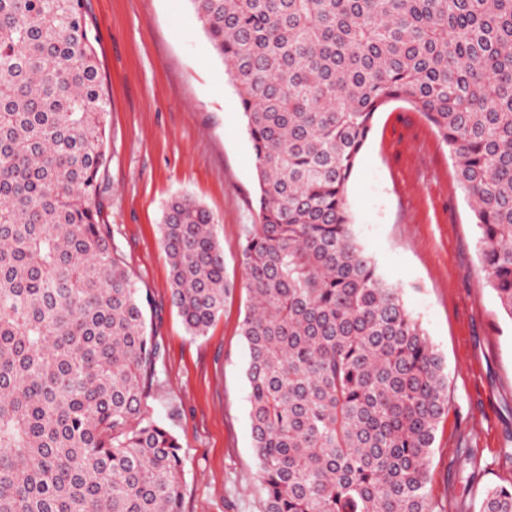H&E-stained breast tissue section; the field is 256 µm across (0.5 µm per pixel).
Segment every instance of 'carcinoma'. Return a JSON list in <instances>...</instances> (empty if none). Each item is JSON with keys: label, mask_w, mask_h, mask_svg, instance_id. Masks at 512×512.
Listing matches in <instances>:
<instances>
[{"label": "carcinoma", "mask_w": 512, "mask_h": 512, "mask_svg": "<svg viewBox=\"0 0 512 512\" xmlns=\"http://www.w3.org/2000/svg\"><path fill=\"white\" fill-rule=\"evenodd\" d=\"M252 142L258 223L225 275L193 198L160 225L206 334L238 288L264 512H434L444 360L355 239L345 189L382 106L423 113L472 202L512 318V0H188ZM82 0H0V512H182L148 408L160 345L96 200L110 102ZM479 512H512V485Z\"/></svg>", "instance_id": "carcinoma-1"}]
</instances>
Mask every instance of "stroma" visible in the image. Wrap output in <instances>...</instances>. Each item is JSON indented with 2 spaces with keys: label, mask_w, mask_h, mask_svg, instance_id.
Masks as SVG:
<instances>
[{
  "label": "stroma",
  "mask_w": 512,
  "mask_h": 512,
  "mask_svg": "<svg viewBox=\"0 0 512 512\" xmlns=\"http://www.w3.org/2000/svg\"><path fill=\"white\" fill-rule=\"evenodd\" d=\"M111 102L100 203L161 344L154 416L184 459L182 512H264L248 407L239 289L202 337L172 302L160 224L188 194L218 219L226 275L257 223L254 155L225 64L188 0H85ZM358 243L400 288L442 355L448 412L431 448L438 512H478L488 486L512 484V318L482 272L477 228L448 146L420 112L383 107L346 187Z\"/></svg>",
  "instance_id": "stroma-1"
}]
</instances>
